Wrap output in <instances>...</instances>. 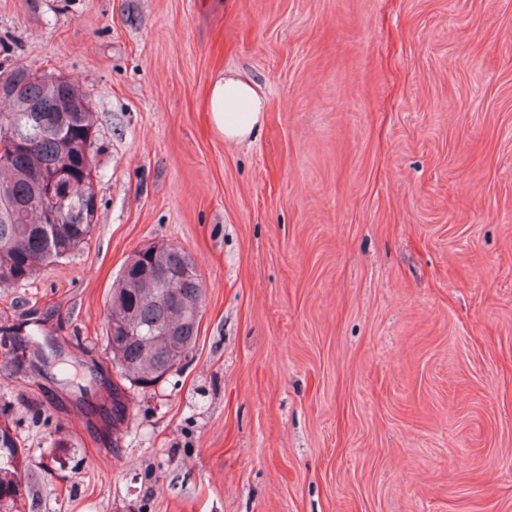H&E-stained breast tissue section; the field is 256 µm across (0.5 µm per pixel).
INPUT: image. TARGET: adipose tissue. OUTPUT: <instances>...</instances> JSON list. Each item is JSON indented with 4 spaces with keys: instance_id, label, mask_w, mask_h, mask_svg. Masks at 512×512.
I'll return each mask as SVG.
<instances>
[{
    "instance_id": "adipose-tissue-1",
    "label": "adipose tissue",
    "mask_w": 512,
    "mask_h": 512,
    "mask_svg": "<svg viewBox=\"0 0 512 512\" xmlns=\"http://www.w3.org/2000/svg\"><path fill=\"white\" fill-rule=\"evenodd\" d=\"M265 105L259 85L234 71L218 74L206 94L210 128L228 143L255 139L263 126Z\"/></svg>"
}]
</instances>
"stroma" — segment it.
<instances>
[{"label":"stroma","instance_id":"obj_1","mask_svg":"<svg viewBox=\"0 0 512 512\" xmlns=\"http://www.w3.org/2000/svg\"><path fill=\"white\" fill-rule=\"evenodd\" d=\"M1 60L80 84L99 222L0 288V327L40 319L129 398L112 432L0 375L17 512H512V0H0ZM223 70L268 100L253 141L207 127ZM154 242L202 317L142 388L104 323Z\"/></svg>","mask_w":512,"mask_h":512}]
</instances>
